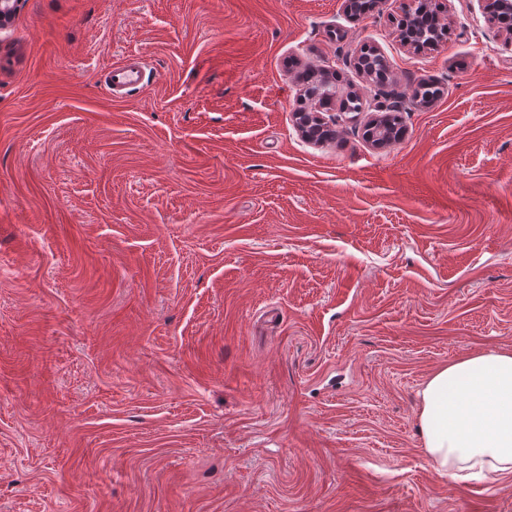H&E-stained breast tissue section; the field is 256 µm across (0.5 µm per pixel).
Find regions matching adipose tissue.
<instances>
[{
    "label": "adipose tissue",
    "instance_id": "obj_1",
    "mask_svg": "<svg viewBox=\"0 0 512 512\" xmlns=\"http://www.w3.org/2000/svg\"><path fill=\"white\" fill-rule=\"evenodd\" d=\"M431 465L452 478L512 477V348L465 354L418 392Z\"/></svg>",
    "mask_w": 512,
    "mask_h": 512
}]
</instances>
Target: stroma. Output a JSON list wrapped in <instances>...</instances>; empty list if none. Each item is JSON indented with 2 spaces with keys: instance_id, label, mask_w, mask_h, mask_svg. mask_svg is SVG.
I'll use <instances>...</instances> for the list:
<instances>
[{
  "instance_id": "1",
  "label": "stroma",
  "mask_w": 512,
  "mask_h": 512,
  "mask_svg": "<svg viewBox=\"0 0 512 512\" xmlns=\"http://www.w3.org/2000/svg\"><path fill=\"white\" fill-rule=\"evenodd\" d=\"M400 15L23 0L0 27V512H512L417 420L434 371L512 348V43L478 0H442L435 51ZM309 65L362 102L320 145ZM383 88L407 134L376 149ZM317 114L318 112H306L300 109L298 112L293 113L298 131L301 136L309 142H320L324 138V136H320L325 131L326 127L315 126L314 123H319L321 120Z\"/></svg>"
}]
</instances>
